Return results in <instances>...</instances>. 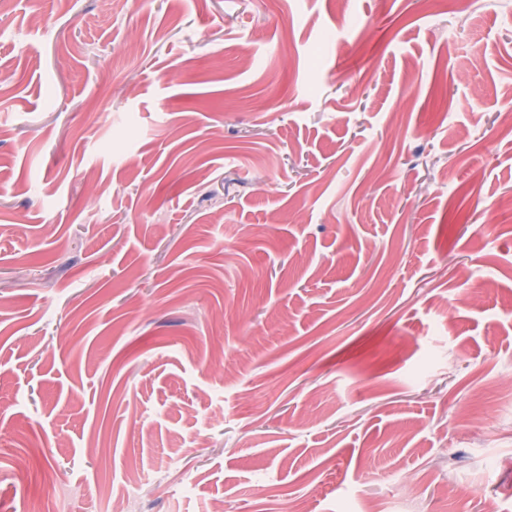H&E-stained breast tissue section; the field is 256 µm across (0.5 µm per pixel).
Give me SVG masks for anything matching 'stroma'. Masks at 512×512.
<instances>
[{
	"instance_id": "obj_1",
	"label": "stroma",
	"mask_w": 512,
	"mask_h": 512,
	"mask_svg": "<svg viewBox=\"0 0 512 512\" xmlns=\"http://www.w3.org/2000/svg\"><path fill=\"white\" fill-rule=\"evenodd\" d=\"M504 112L512 0L0 10V512H512Z\"/></svg>"
}]
</instances>
